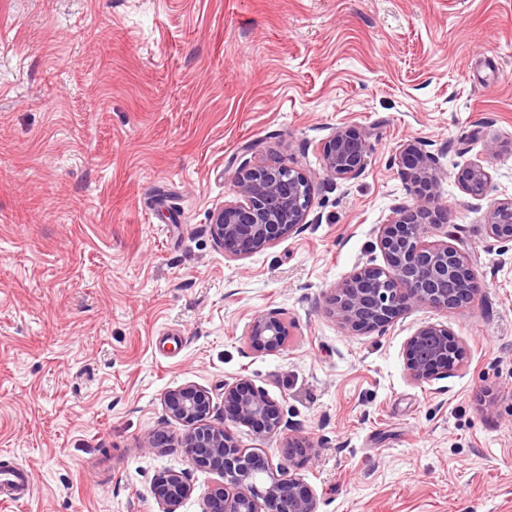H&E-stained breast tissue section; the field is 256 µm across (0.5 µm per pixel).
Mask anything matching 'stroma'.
Instances as JSON below:
<instances>
[{
	"label": "stroma",
	"mask_w": 512,
	"mask_h": 512,
	"mask_svg": "<svg viewBox=\"0 0 512 512\" xmlns=\"http://www.w3.org/2000/svg\"><path fill=\"white\" fill-rule=\"evenodd\" d=\"M345 125L367 166L332 183L322 146ZM410 140L439 157L450 242L483 291L350 336L327 298L383 265ZM271 160L313 177L314 222L229 258L211 215L243 162ZM474 160L492 175L479 201L454 179ZM511 197L512 0H0V467L33 474L0 512H159L165 471L193 486L179 512H201L218 476L190 464L163 395L202 386L220 423L240 379L286 426L235 441L275 466L290 437L313 442L297 475L318 512H512V243L486 228ZM266 313L290 336L257 354ZM425 323L465 357L417 384L403 345ZM288 325L273 314L253 318L247 331V344L255 353H274L282 350L288 340Z\"/></svg>",
	"instance_id": "obj_1"
}]
</instances>
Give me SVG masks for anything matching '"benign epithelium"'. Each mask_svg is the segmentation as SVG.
I'll use <instances>...</instances> for the list:
<instances>
[{"label":"benign epithelium","mask_w":512,"mask_h":512,"mask_svg":"<svg viewBox=\"0 0 512 512\" xmlns=\"http://www.w3.org/2000/svg\"><path fill=\"white\" fill-rule=\"evenodd\" d=\"M366 134L351 125L336 128L322 148V172L335 182L362 174L366 166ZM401 173L416 185L412 203L396 208L395 216L379 227L378 245L385 266H363L332 288L328 310L350 335L381 331L407 309L431 306L454 310L470 305L482 290L467 258L444 240L432 241L441 229L448 237V210L435 203L437 157L416 141L402 144L395 156ZM455 180L468 195L480 199L491 181L488 167L473 161L458 170ZM314 185L312 177L285 164L240 166L233 178L235 200L212 214V231L224 253L245 259L285 237L317 223L309 218ZM489 235L512 242V199L493 204L487 216ZM288 325L273 314L253 318L247 344L255 353L282 350ZM454 352L463 347L445 325L426 323L409 336L403 357L409 378L429 383L448 376ZM167 414L188 427L182 445L191 463L216 472L203 500L202 512H317L313 490L291 469H300L317 456L305 437L288 439V465L272 466L263 455L240 447L229 424L253 428L263 439L283 425L279 404L246 380L224 384V424L212 423L213 400L208 390L185 384L164 393ZM193 492L183 472L169 471L153 484L159 512H177Z\"/></svg>","instance_id":"1"}]
</instances>
